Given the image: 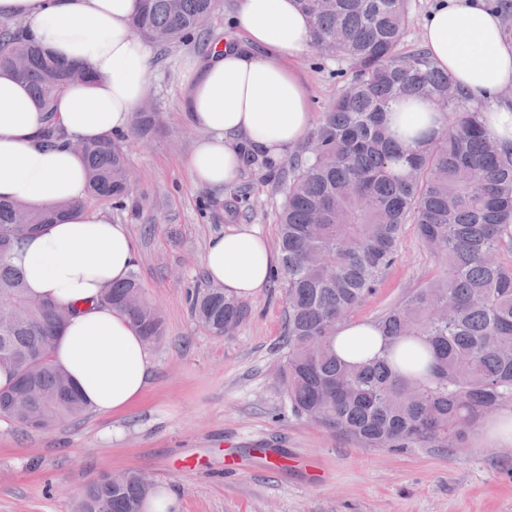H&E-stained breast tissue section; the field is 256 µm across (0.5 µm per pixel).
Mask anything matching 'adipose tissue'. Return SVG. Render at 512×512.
Segmentation results:
<instances>
[{
  "label": "adipose tissue",
  "instance_id": "ef3b65f1",
  "mask_svg": "<svg viewBox=\"0 0 512 512\" xmlns=\"http://www.w3.org/2000/svg\"><path fill=\"white\" fill-rule=\"evenodd\" d=\"M139 9L140 0H0V19L90 74L56 99L54 118L65 137L50 144L27 86L0 72V198L34 210L83 205L65 222L26 238L9 262L22 270L31 295L70 310L50 359L107 417L138 401L153 362L139 330L103 301L132 271L134 240L125 225L85 205L86 170L71 145L130 134L153 75L152 54L131 29ZM235 27L241 39L186 57L180 71L182 104L203 132L186 165L196 182L215 190L237 175L245 154L278 164L313 120L309 92L292 67L309 50L312 29L296 0H239ZM423 44L478 108L486 137L512 147V104L499 98L512 86V40L487 0H434ZM387 123L410 147L443 128L440 112L425 100L394 103ZM278 262L268 239L245 224L211 238L203 256L209 280L242 301L266 287ZM383 344L371 322L346 321L336 329V352L349 362L373 358Z\"/></svg>",
  "mask_w": 512,
  "mask_h": 512
}]
</instances>
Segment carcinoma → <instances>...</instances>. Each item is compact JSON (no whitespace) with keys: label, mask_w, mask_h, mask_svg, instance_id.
I'll list each match as a JSON object with an SVG mask.
<instances>
[{"label":"carcinoma","mask_w":512,"mask_h":512,"mask_svg":"<svg viewBox=\"0 0 512 512\" xmlns=\"http://www.w3.org/2000/svg\"><path fill=\"white\" fill-rule=\"evenodd\" d=\"M219 0H143L134 32L159 47L207 29ZM312 20L311 44L354 69L324 112L309 154L294 159L278 214L281 275L285 283L286 355L279 381L295 416L345 434L365 448L398 450L415 443L461 447L469 433L512 403V150L481 130L479 111L440 71L425 50L409 47L410 0H298ZM45 113L44 138L63 132L53 104L85 78L44 49L0 25V71L16 74ZM417 98L446 105L444 130L412 150L392 136L386 114L393 103ZM162 129L157 110L136 114L132 136ZM87 200L121 203L134 175L125 146L113 139L86 142ZM406 159L408 172L392 165ZM70 211H32L0 199V367L15 375L0 390V418L44 429L81 417L89 406L49 360L64 329L65 310L35 299L11 251ZM416 225L441 264L440 274L415 288L376 322L384 346L373 359L351 365L336 356V328L371 296L396 260L402 226ZM104 302L124 312L141 336H163L160 312L135 275L116 284ZM197 320L213 336L248 316L246 303L221 288L193 294ZM148 491L137 473L112 487L89 482L79 512H141Z\"/></svg>","instance_id":"carcinoma-1"}]
</instances>
